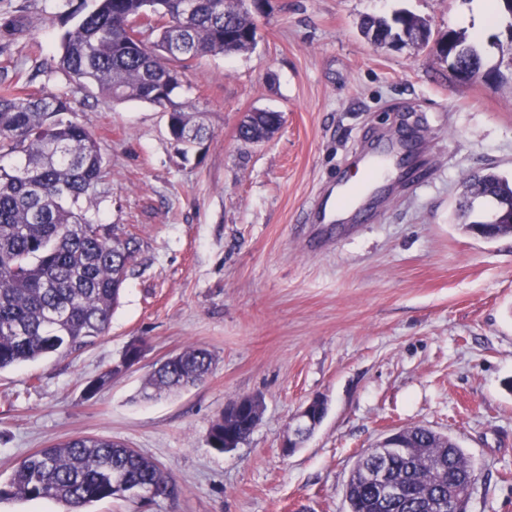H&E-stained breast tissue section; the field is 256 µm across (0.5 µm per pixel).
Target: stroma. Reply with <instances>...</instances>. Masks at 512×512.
Masks as SVG:
<instances>
[{
  "label": "stroma",
  "mask_w": 512,
  "mask_h": 512,
  "mask_svg": "<svg viewBox=\"0 0 512 512\" xmlns=\"http://www.w3.org/2000/svg\"><path fill=\"white\" fill-rule=\"evenodd\" d=\"M29 17L0 40V68L38 71L72 92L112 179L89 217L132 232L138 261L109 331L79 355L0 370V486L29 453L75 434L118 440L159 463L174 493L149 505L106 499L89 512H346L355 457L390 431L424 425L455 438L479 480L468 512H512V237L461 229L464 182L512 176V14L480 18L475 0H268L253 50L208 56L179 102L212 132L187 149L143 102L75 90L58 68L76 24L62 0H0ZM405 12L433 36L464 33L488 84L461 83L435 45L375 46L366 16ZM281 116L269 140L238 136L246 115ZM417 142L415 186L386 179L366 219L307 224L306 210L351 181L386 139ZM140 344L138 364L94 395L86 386ZM194 344L216 367L203 383L145 399L164 358ZM264 411L237 448L208 444L227 403ZM326 416L292 454L293 418L312 397Z\"/></svg>",
  "instance_id": "obj_1"
}]
</instances>
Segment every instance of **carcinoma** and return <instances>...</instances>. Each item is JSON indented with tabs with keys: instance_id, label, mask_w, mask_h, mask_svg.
<instances>
[{
	"instance_id": "1",
	"label": "carcinoma",
	"mask_w": 512,
	"mask_h": 512,
	"mask_svg": "<svg viewBox=\"0 0 512 512\" xmlns=\"http://www.w3.org/2000/svg\"><path fill=\"white\" fill-rule=\"evenodd\" d=\"M245 0H94L60 40V69L79 87L96 86L117 102L140 101L163 108L169 134L191 146L208 138L199 113L175 101L185 70L206 56L250 51L255 22ZM28 24L6 17L0 34L9 37ZM362 32L426 44V21L403 13L390 22L369 16ZM461 61L482 68L465 34L451 32ZM36 74L16 72L0 79V369L49 354L72 355L109 330L124 282L140 243L131 234L87 216L82 203L108 184L111 172L88 129L68 118L72 100L42 86ZM276 112L259 111L239 127L246 142L270 139L279 129ZM512 199V180L489 172L466 182L470 196ZM485 240L512 236V226L465 224ZM213 354L188 346L147 377L143 397L152 399L204 381ZM212 448L224 451V415L209 432ZM407 451L391 462L402 489L397 499L382 496L365 477L373 456L355 460L345 488L349 512H458L467 505L478 474L459 442L426 426L405 429ZM172 479L160 465L123 442L79 434L40 448L14 468L7 494L20 499L62 502L69 512L104 499L134 500L136 488H167Z\"/></svg>"
}]
</instances>
